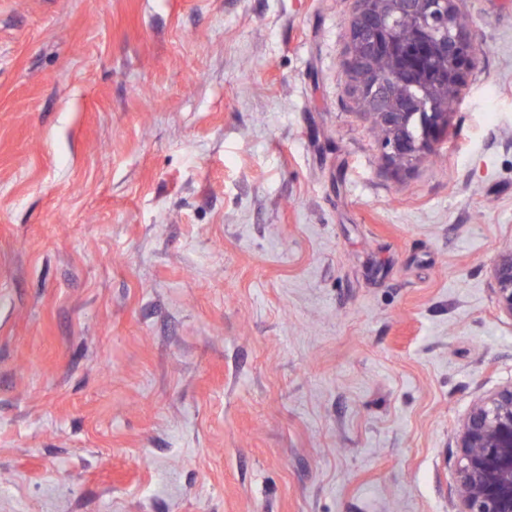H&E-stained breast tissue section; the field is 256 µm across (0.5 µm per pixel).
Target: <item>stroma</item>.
<instances>
[{
	"label": "stroma",
	"mask_w": 512,
	"mask_h": 512,
	"mask_svg": "<svg viewBox=\"0 0 512 512\" xmlns=\"http://www.w3.org/2000/svg\"><path fill=\"white\" fill-rule=\"evenodd\" d=\"M400 174L353 0H0V512H459L512 384V0ZM497 282L498 306L508 316L512 317V250L498 255L493 268Z\"/></svg>",
	"instance_id": "obj_1"
}]
</instances>
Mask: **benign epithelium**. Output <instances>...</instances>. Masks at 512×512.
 <instances>
[{"mask_svg":"<svg viewBox=\"0 0 512 512\" xmlns=\"http://www.w3.org/2000/svg\"><path fill=\"white\" fill-rule=\"evenodd\" d=\"M350 74L359 109L379 132L387 167L419 163L446 135L475 43L456 0H354ZM498 306L512 317V250L493 268ZM460 512H512V384L477 402L459 429Z\"/></svg>","mask_w":512,"mask_h":512,"instance_id":"obj_1","label":"benign epithelium"}]
</instances>
